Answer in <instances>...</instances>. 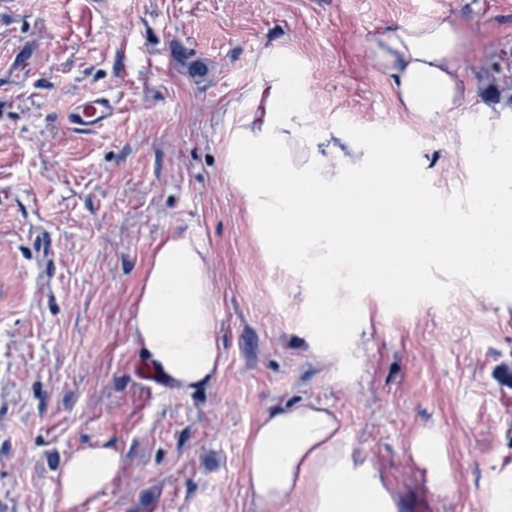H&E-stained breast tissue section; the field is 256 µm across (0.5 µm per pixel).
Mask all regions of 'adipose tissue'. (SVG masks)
<instances>
[{
  "label": "adipose tissue",
  "mask_w": 512,
  "mask_h": 512,
  "mask_svg": "<svg viewBox=\"0 0 512 512\" xmlns=\"http://www.w3.org/2000/svg\"><path fill=\"white\" fill-rule=\"evenodd\" d=\"M464 43L448 17L380 34L368 54L390 77L401 111L451 112L469 97L457 68ZM299 89L293 78L268 90L261 122H245L231 133L224 168L247 202L271 265L306 289L314 340L325 351L355 316L338 300L337 288L354 287L369 275L390 284V297L406 300L429 287L426 264L483 274L490 249L512 241V162L505 160L512 146L495 154L471 151L483 181L493 187L483 199L497 207L500 223L450 224L441 215L422 222L416 211L422 173L405 149L386 140L377 160L328 166L310 148L312 119L299 103ZM389 244L403 248L404 262L374 264L371 250ZM214 307L210 264L198 238L175 233L160 240L137 296L134 332L177 390H193L224 368ZM413 451L433 484L447 490L452 469L439 433L421 431ZM118 466L106 448L72 455L58 476L63 504L109 485ZM245 472L260 512L297 500L303 512H399L388 476L351 447L331 409L312 401L262 418L246 443Z\"/></svg>",
  "instance_id": "ef3b65f1"
}]
</instances>
